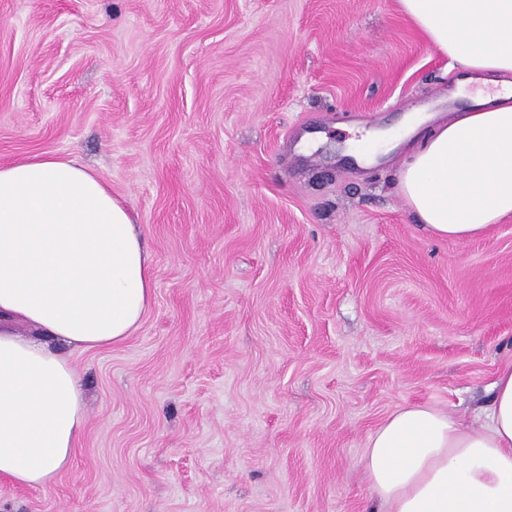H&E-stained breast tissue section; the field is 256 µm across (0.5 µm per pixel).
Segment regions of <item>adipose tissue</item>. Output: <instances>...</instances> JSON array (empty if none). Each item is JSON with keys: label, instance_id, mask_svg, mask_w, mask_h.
Instances as JSON below:
<instances>
[{"label": "adipose tissue", "instance_id": "ef3b65f1", "mask_svg": "<svg viewBox=\"0 0 512 512\" xmlns=\"http://www.w3.org/2000/svg\"><path fill=\"white\" fill-rule=\"evenodd\" d=\"M398 2L483 91L416 140L400 170L431 235L470 241L512 217V0ZM153 294L134 221L94 171L54 154L0 165V476L45 489L71 467L84 395L57 347L124 341ZM364 470L369 512H512V368L492 386L486 424L398 407L369 434Z\"/></svg>", "mask_w": 512, "mask_h": 512}]
</instances>
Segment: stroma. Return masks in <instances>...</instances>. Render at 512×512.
Instances as JSON below:
<instances>
[{"mask_svg": "<svg viewBox=\"0 0 512 512\" xmlns=\"http://www.w3.org/2000/svg\"><path fill=\"white\" fill-rule=\"evenodd\" d=\"M398 0H0V165L76 157L130 209L151 308L70 354L86 422L0 512H366L369 433L484 421L512 367V218L435 240L404 144L472 109Z\"/></svg>", "mask_w": 512, "mask_h": 512, "instance_id": "1", "label": "stroma"}]
</instances>
